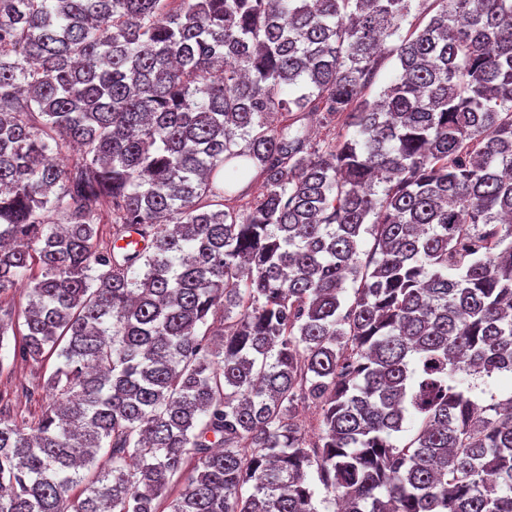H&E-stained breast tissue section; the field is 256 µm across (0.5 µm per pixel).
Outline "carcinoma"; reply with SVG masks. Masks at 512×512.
<instances>
[{"instance_id": "obj_1", "label": "carcinoma", "mask_w": 512, "mask_h": 512, "mask_svg": "<svg viewBox=\"0 0 512 512\" xmlns=\"http://www.w3.org/2000/svg\"><path fill=\"white\" fill-rule=\"evenodd\" d=\"M412 2L0 0V512H512V0ZM28 297L26 292V286L24 282H20L15 289L10 291L7 295L2 296V307L3 309L12 310L15 315V319L20 316L19 322H23L22 312L27 307ZM15 339L18 344L22 336H15ZM15 339L14 336H6L0 351V405L3 411L22 423L27 432H32L48 403V396L44 392L34 395L33 391L44 373L47 376L53 369L56 357L53 355L42 362L14 360ZM472 383V395L477 400H482L495 394L499 399H506L511 396L512 382L511 376H493L492 378L481 379L469 377Z\"/></svg>"}]
</instances>
